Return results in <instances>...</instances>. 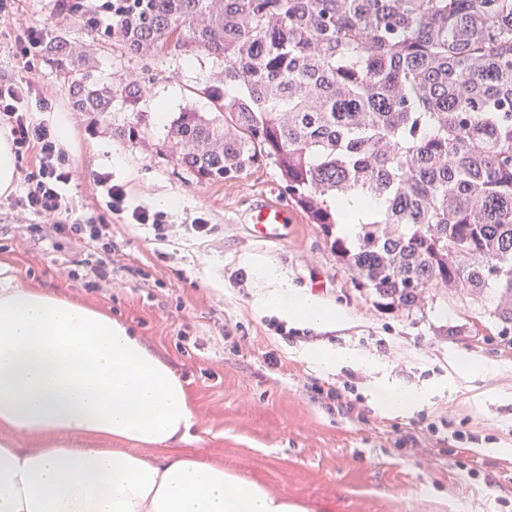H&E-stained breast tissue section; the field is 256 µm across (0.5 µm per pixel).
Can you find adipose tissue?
Masks as SVG:
<instances>
[{
    "label": "adipose tissue",
    "mask_w": 512,
    "mask_h": 512,
    "mask_svg": "<svg viewBox=\"0 0 512 512\" xmlns=\"http://www.w3.org/2000/svg\"><path fill=\"white\" fill-rule=\"evenodd\" d=\"M260 303L315 326L338 316L285 290ZM195 424L182 381L133 331L0 263V512H308L259 480L169 454Z\"/></svg>",
    "instance_id": "adipose-tissue-1"
}]
</instances>
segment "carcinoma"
I'll use <instances>...</instances> for the list:
<instances>
[{
	"label": "carcinoma",
	"instance_id": "1",
	"mask_svg": "<svg viewBox=\"0 0 512 512\" xmlns=\"http://www.w3.org/2000/svg\"><path fill=\"white\" fill-rule=\"evenodd\" d=\"M132 55L178 47L220 67L213 111L165 143L202 181L274 167L355 286L392 309L429 288L512 329V0H57ZM92 117L140 87L104 85L68 40L46 46ZM354 224L353 240L340 233Z\"/></svg>",
	"mask_w": 512,
	"mask_h": 512
}]
</instances>
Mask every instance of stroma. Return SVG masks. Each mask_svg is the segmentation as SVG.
<instances>
[{
    "mask_svg": "<svg viewBox=\"0 0 512 512\" xmlns=\"http://www.w3.org/2000/svg\"><path fill=\"white\" fill-rule=\"evenodd\" d=\"M56 0H0V79L26 88L23 110L34 125L57 133L73 180L65 193L72 220L103 214L95 174L108 172L131 205L164 211L166 236L148 224L112 220V244L122 266L97 284L82 276L87 251L53 229V217H18L15 201L31 159L17 163L14 189L0 194V262L27 287L49 288L94 305L134 331L184 382L197 424L179 453L224 464L307 506L309 512H512V333L488 312L497 302L435 288L420 308L386 311L338 269L318 225L292 207L285 243L254 238L244 222L259 199L288 203L276 170L261 166L221 182L198 181L179 167L164 144L166 109L207 112L200 92L217 66L205 55L171 46L132 56L105 38L84 33L58 16ZM86 50L101 83L135 82L134 106L115 102L98 119L72 111L69 88L48 57L29 62V28ZM70 129L59 135V117ZM140 122L137 143L114 128ZM180 205L162 210L160 201ZM210 224L201 237L191 225ZM266 266L289 291L311 294L343 312L342 320L313 326L260 307L271 293L256 266ZM77 278H67V270ZM314 348L368 356L325 372L307 357ZM493 366L471 373L459 354ZM342 389L353 410L326 407L316 387ZM423 392L404 415L382 411L386 387Z\"/></svg>",
    "mask_w": 512,
    "mask_h": 512,
    "instance_id": "1",
    "label": "stroma"
}]
</instances>
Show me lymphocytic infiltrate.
<instances>
[{
  "instance_id": "1",
  "label": "lymphocytic infiltrate",
  "mask_w": 512,
  "mask_h": 512,
  "mask_svg": "<svg viewBox=\"0 0 512 512\" xmlns=\"http://www.w3.org/2000/svg\"><path fill=\"white\" fill-rule=\"evenodd\" d=\"M24 91L15 83L0 80V121L11 126V135L18 156L34 154L35 169L24 179L26 187L19 201L23 210L33 214L54 217L57 231L71 234L92 248L95 260L90 267L95 278L105 279L115 262L112 251V226L109 215L119 216L132 224L152 225L157 233H164V215L146 209H129L124 187L114 183L111 174L101 173L97 185L104 191L107 216L98 221L76 224L71 220L72 208L62 194L64 185L72 179L71 166L60 152L50 130L43 125L31 124L23 113Z\"/></svg>"
}]
</instances>
